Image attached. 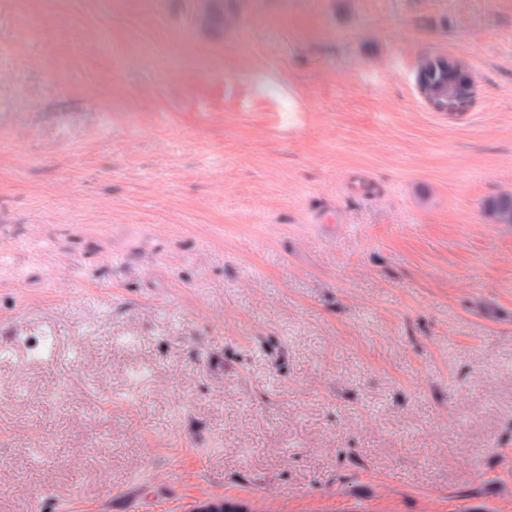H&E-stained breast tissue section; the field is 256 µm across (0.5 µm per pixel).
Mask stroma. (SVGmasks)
I'll use <instances>...</instances> for the list:
<instances>
[{
	"label": "stroma",
	"instance_id": "35a3bbf8",
	"mask_svg": "<svg viewBox=\"0 0 512 512\" xmlns=\"http://www.w3.org/2000/svg\"><path fill=\"white\" fill-rule=\"evenodd\" d=\"M505 191L512 0H0V512H512ZM424 62L418 72L419 82L432 94L442 96L440 101L448 106L446 111L457 110L459 101L471 97L467 82L462 87L456 85L454 75L458 68L449 58L435 57ZM485 211L497 224H512V192H504L485 202ZM189 512H254L243 501L230 497H211Z\"/></svg>",
	"mask_w": 512,
	"mask_h": 512
}]
</instances>
